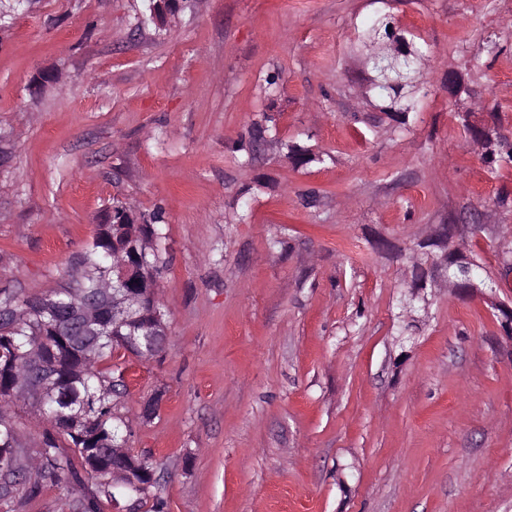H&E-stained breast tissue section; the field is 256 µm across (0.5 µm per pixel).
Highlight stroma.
Instances as JSON below:
<instances>
[{
  "label": "stroma",
  "mask_w": 512,
  "mask_h": 512,
  "mask_svg": "<svg viewBox=\"0 0 512 512\" xmlns=\"http://www.w3.org/2000/svg\"><path fill=\"white\" fill-rule=\"evenodd\" d=\"M141 7L35 0L0 30V288H56L113 199L165 211L167 346L102 364L126 370L130 451L161 465L136 512H512V334L443 280L403 309L418 245L474 211L463 252L512 305V208L494 202L512 167L489 173L458 119L491 105L512 135V0H196L163 36L138 35ZM380 8L431 49L407 129L354 34ZM43 70L58 84L30 93ZM267 113L275 142L242 162ZM292 143L326 163L294 167ZM11 418L29 462L48 425ZM92 486L11 508L63 512ZM276 119L271 114H266L260 122H253L241 138L238 151H244L248 159L252 158L258 141L265 139L275 128Z\"/></svg>",
  "instance_id": "1"
}]
</instances>
